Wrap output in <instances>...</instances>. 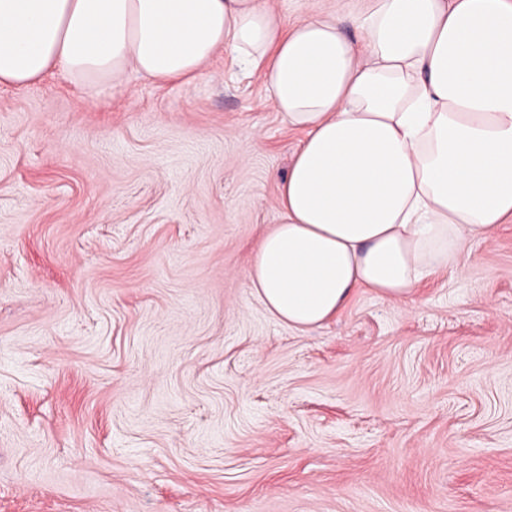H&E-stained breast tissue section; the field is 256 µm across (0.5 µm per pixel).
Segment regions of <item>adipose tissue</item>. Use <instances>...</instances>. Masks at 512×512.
<instances>
[{
    "label": "adipose tissue",
    "mask_w": 512,
    "mask_h": 512,
    "mask_svg": "<svg viewBox=\"0 0 512 512\" xmlns=\"http://www.w3.org/2000/svg\"><path fill=\"white\" fill-rule=\"evenodd\" d=\"M360 28L289 26L263 0H0V87L57 74L93 99L231 48L306 132L250 272L305 331L355 289L409 295L512 220V0H364Z\"/></svg>",
    "instance_id": "ef3b65f1"
}]
</instances>
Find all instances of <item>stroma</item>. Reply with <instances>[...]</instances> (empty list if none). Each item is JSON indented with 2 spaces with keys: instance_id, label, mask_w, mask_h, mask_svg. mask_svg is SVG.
<instances>
[{
  "instance_id": "35a3bbf8",
  "label": "stroma",
  "mask_w": 512,
  "mask_h": 512,
  "mask_svg": "<svg viewBox=\"0 0 512 512\" xmlns=\"http://www.w3.org/2000/svg\"><path fill=\"white\" fill-rule=\"evenodd\" d=\"M300 138L227 50L0 88V512H512V223L288 328L249 273Z\"/></svg>"
}]
</instances>
